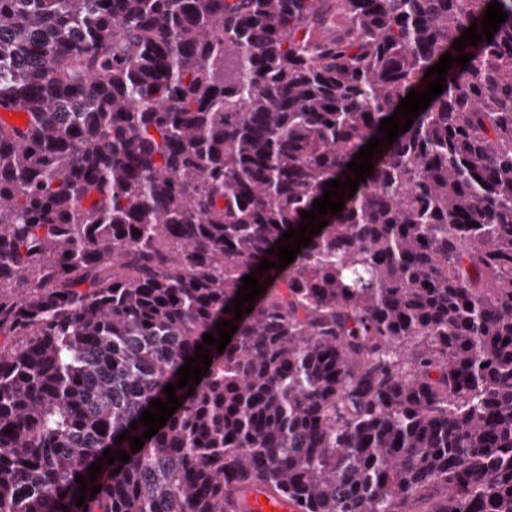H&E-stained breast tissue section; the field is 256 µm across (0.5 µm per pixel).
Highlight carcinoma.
<instances>
[{
	"label": "carcinoma",
	"mask_w": 512,
	"mask_h": 512,
	"mask_svg": "<svg viewBox=\"0 0 512 512\" xmlns=\"http://www.w3.org/2000/svg\"><path fill=\"white\" fill-rule=\"evenodd\" d=\"M490 2L0 0V108L29 115L0 126V512H234L248 483L298 512H512V0L453 45ZM250 273L201 382L116 443Z\"/></svg>",
	"instance_id": "carcinoma-1"
}]
</instances>
